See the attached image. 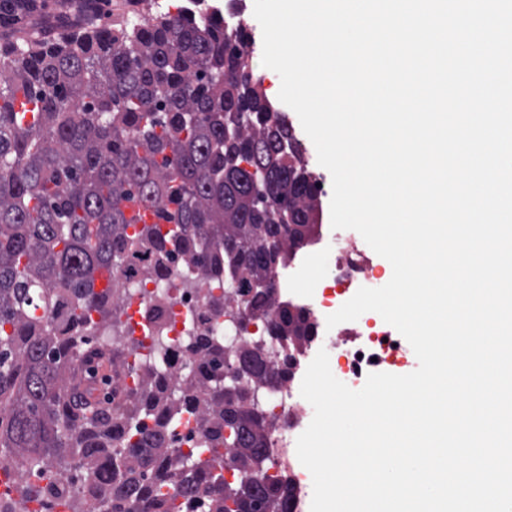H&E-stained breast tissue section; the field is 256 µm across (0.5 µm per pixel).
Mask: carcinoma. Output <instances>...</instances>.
I'll return each instance as SVG.
<instances>
[{
    "label": "carcinoma",
    "instance_id": "obj_1",
    "mask_svg": "<svg viewBox=\"0 0 512 512\" xmlns=\"http://www.w3.org/2000/svg\"><path fill=\"white\" fill-rule=\"evenodd\" d=\"M67 30L0 43V456L31 471L75 465L82 512H294L293 487L270 474L264 399L291 377L244 344V383H224L220 336L188 337L204 397L160 384L164 337L147 358L140 402L101 400L81 377L100 326L119 311V274L183 286L221 279L269 335L312 339L311 311L276 298L274 272L310 238L317 198L292 127L245 79L239 44L218 10L202 21L181 6L146 23H97L99 0H80ZM36 0H0V28L32 17ZM34 105L33 121L15 110ZM137 199L169 225L133 233ZM108 276L107 288L95 281ZM100 315L96 323L90 313ZM197 417L202 442L187 453L174 429ZM157 418L155 427L146 420ZM230 451L234 482L217 481L206 454Z\"/></svg>",
    "mask_w": 512,
    "mask_h": 512
}]
</instances>
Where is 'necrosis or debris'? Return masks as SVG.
I'll return each instance as SVG.
<instances>
[{
  "instance_id": "obj_1",
  "label": "necrosis or debris",
  "mask_w": 512,
  "mask_h": 512,
  "mask_svg": "<svg viewBox=\"0 0 512 512\" xmlns=\"http://www.w3.org/2000/svg\"><path fill=\"white\" fill-rule=\"evenodd\" d=\"M374 271L369 258L359 255L355 242L336 236L329 238L317 253L303 262L297 273L288 277L293 293L302 305L311 309L317 321L315 336L298 352L292 376L270 393L266 410L272 425L271 452L294 486V512H307L313 497L312 476L296 453V440L314 415L311 404L300 394L308 365L324 345L340 349V356L330 357V369L338 380L351 387L358 374L371 366L377 355L375 347L361 340L348 323L327 327V316L335 313L343 301L319 294L315 284L319 281L350 283L359 277L368 280L373 278ZM123 288L117 326L127 334L130 343L119 356L118 374L109 377L104 388L105 393L115 398L134 402L141 396L139 378L133 367L138 363V352L153 344L154 331L145 318L146 307L152 301L163 305L167 345L164 372H177L185 366L195 365L194 356L184 344V338L191 330L223 337L227 347L232 349L247 343L260 346L264 354L272 355L276 360L285 355L279 340L267 335L265 322L248 318L240 325L228 323V313L243 310L242 298L234 289L210 280L185 288L175 274L156 281L127 278Z\"/></svg>"
}]
</instances>
